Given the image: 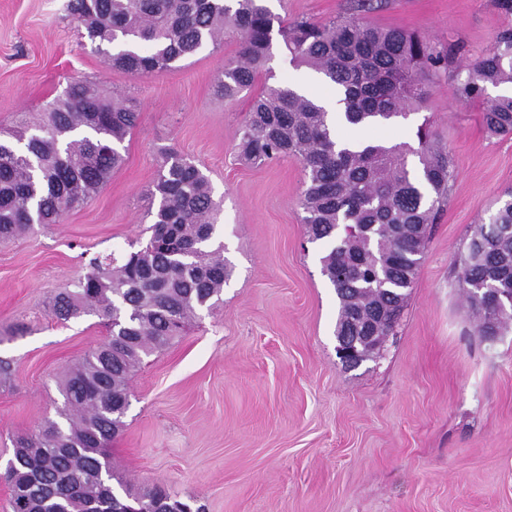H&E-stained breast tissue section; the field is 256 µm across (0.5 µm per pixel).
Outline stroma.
Masks as SVG:
<instances>
[{"label":"stroma","instance_id":"35a3bbf8","mask_svg":"<svg viewBox=\"0 0 512 512\" xmlns=\"http://www.w3.org/2000/svg\"><path fill=\"white\" fill-rule=\"evenodd\" d=\"M67 2L0 0V131L38 123L74 79L133 97L139 120L94 198L0 244V358L12 364L0 378V468L13 437L56 418L57 373L106 336L94 313L57 322L53 298L84 275L81 252L147 241L146 191L170 149L208 175L232 271L219 303L130 379L111 445L129 487L161 483L206 512H512V332L483 340L458 284L471 237L512 189V136L488 134L482 100L454 95L459 68L494 48L512 14L497 0H270L291 22L356 17L448 53L426 77L423 109L366 132L399 141L430 122L454 177L394 334L348 368L336 353L338 301L297 204L303 166L241 158L254 95L214 94L236 35L174 70L131 75L81 38Z\"/></svg>","mask_w":512,"mask_h":512}]
</instances>
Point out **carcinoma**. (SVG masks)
<instances>
[{
  "label": "carcinoma",
  "mask_w": 512,
  "mask_h": 512,
  "mask_svg": "<svg viewBox=\"0 0 512 512\" xmlns=\"http://www.w3.org/2000/svg\"><path fill=\"white\" fill-rule=\"evenodd\" d=\"M67 10L113 68L162 73L233 29L239 49L216 77L214 94L232 100L270 73L281 45L297 67L322 75L336 90L339 119L286 85H263L242 124L239 154L252 164L298 159L306 180L299 197L308 240L323 250L321 273L339 302L334 335L370 328L389 335L398 323L424 259L429 234L453 178V162L424 122L408 142H373L360 132L385 126L423 107L425 76L448 66L430 41L399 28L369 26L352 17L291 24L267 0H69ZM512 83V30L492 52L462 69L457 98L483 96L488 84ZM136 102L74 81L48 103L44 118L0 137V242L35 224H56L91 200L123 162L137 125ZM485 130L512 135V96L485 102ZM153 217L145 246L121 259L89 260L74 288L58 293L50 313L68 321L95 312L108 336L59 378L64 397L57 418L13 440L0 479L12 512H205L162 485L133 491L111 468L109 447L123 426L128 377L143 357L169 345L196 311L221 298L231 266L213 243L218 203L208 177L183 155L166 151L147 189ZM459 287L485 335L512 325L505 313L477 311L471 290L512 291V201L470 240ZM121 491H116L112 482Z\"/></svg>",
  "instance_id": "carcinoma-1"
}]
</instances>
